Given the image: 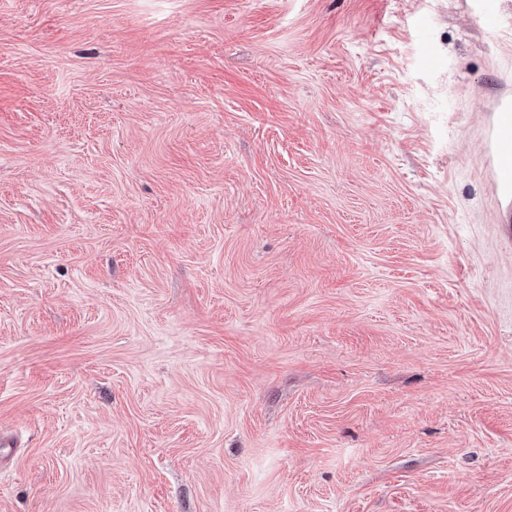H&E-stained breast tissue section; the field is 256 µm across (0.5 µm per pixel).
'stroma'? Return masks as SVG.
<instances>
[{
  "mask_svg": "<svg viewBox=\"0 0 512 512\" xmlns=\"http://www.w3.org/2000/svg\"><path fill=\"white\" fill-rule=\"evenodd\" d=\"M512 0H0V512H512ZM493 154L497 160L498 169L500 164L510 157L509 162H505L500 167L501 182L506 187L512 189V141L494 134L492 142Z\"/></svg>",
  "mask_w": 512,
  "mask_h": 512,
  "instance_id": "1",
  "label": "stroma"
}]
</instances>
